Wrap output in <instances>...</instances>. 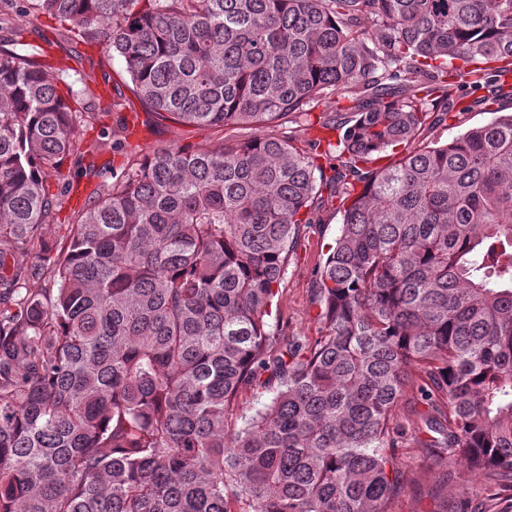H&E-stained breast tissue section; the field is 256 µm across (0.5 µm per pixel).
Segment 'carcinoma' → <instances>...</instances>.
Returning a JSON list of instances; mask_svg holds the SVG:
<instances>
[{
  "label": "carcinoma",
  "instance_id": "cac0c4a2",
  "mask_svg": "<svg viewBox=\"0 0 512 512\" xmlns=\"http://www.w3.org/2000/svg\"><path fill=\"white\" fill-rule=\"evenodd\" d=\"M12 2L0 512H393L411 386L434 498L458 461L512 491V114L423 138L512 100V0H28L61 40L98 47L75 69L29 49ZM114 52L146 121L258 134L142 155L54 247L73 177L103 174L108 141L81 132L119 106L83 64ZM462 84L482 95L455 109ZM333 93L350 106L327 176L272 129ZM391 146L396 164L368 167ZM324 191L343 214L321 326L280 336L265 317ZM493 116V114L481 110V107L478 106L475 107L472 112H466L463 115H457L455 118H449L445 125L434 128L432 131L428 132V137L438 139L441 142H447L464 133L469 128L488 122Z\"/></svg>",
  "mask_w": 512,
  "mask_h": 512
}]
</instances>
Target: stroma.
<instances>
[{
    "label": "stroma",
    "instance_id": "35a3bbf8",
    "mask_svg": "<svg viewBox=\"0 0 512 512\" xmlns=\"http://www.w3.org/2000/svg\"><path fill=\"white\" fill-rule=\"evenodd\" d=\"M16 24L26 31L29 43L40 46L45 39L54 36V22L34 13L28 4H21L15 14ZM53 59L64 57L66 43L46 46ZM105 71L109 77L108 90L122 96V112L110 113L104 119V130L111 136L113 148L103 154L102 159L112 165L114 173H121L133 159L151 151L172 145H186L194 149H207L220 141L224 133L209 126H186L165 121L151 127H138L134 136L122 138L116 129L121 118L131 117L141 105L133 92V85L126 73L122 57L113 56ZM339 201L315 204L311 210V222L301 228L298 245L288 259L275 299L270 330L282 331L291 336H315L320 327L319 303L315 294V278L320 263L339 234L342 216ZM405 468L413 485L394 505V512H430L433 502L429 492L436 482L433 464L428 455L415 442H407L400 451ZM466 490L473 506L481 512H512V497L497 494L495 486L486 479L474 476L464 465L453 468L448 484V508L455 512L457 493Z\"/></svg>",
    "mask_w": 512,
    "mask_h": 512
}]
</instances>
